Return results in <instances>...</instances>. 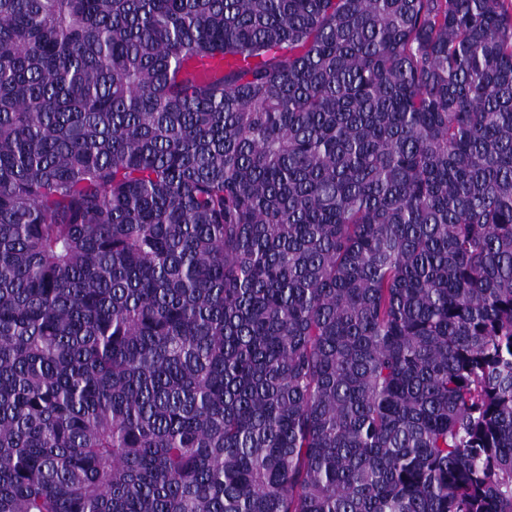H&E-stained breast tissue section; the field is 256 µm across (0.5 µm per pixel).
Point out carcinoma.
Instances as JSON below:
<instances>
[{
    "label": "carcinoma",
    "instance_id": "carcinoma-1",
    "mask_svg": "<svg viewBox=\"0 0 512 512\" xmlns=\"http://www.w3.org/2000/svg\"><path fill=\"white\" fill-rule=\"evenodd\" d=\"M0 512H512V0H0Z\"/></svg>",
    "mask_w": 512,
    "mask_h": 512
}]
</instances>
